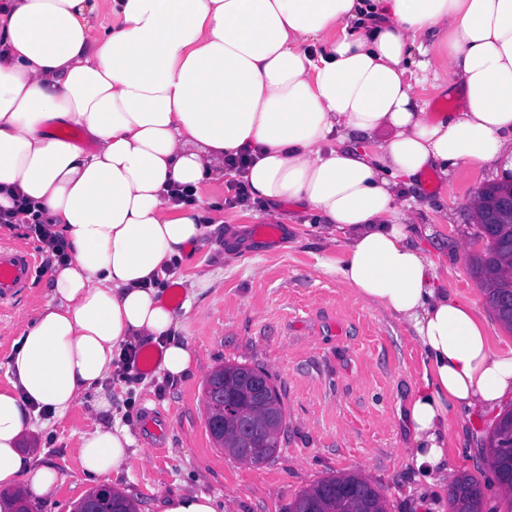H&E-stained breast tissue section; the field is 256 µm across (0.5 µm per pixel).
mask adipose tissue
<instances>
[{
    "label": "adipose tissue",
    "mask_w": 512,
    "mask_h": 512,
    "mask_svg": "<svg viewBox=\"0 0 512 512\" xmlns=\"http://www.w3.org/2000/svg\"><path fill=\"white\" fill-rule=\"evenodd\" d=\"M0 0V208L23 197L67 243L50 299L16 341L0 388V512L49 493L57 469L21 443L120 373L131 349L159 372L193 366L155 279L213 232L199 193L248 154L252 198L316 213L326 258L362 300L405 324L422 356L407 420L421 480L448 489V422L512 394V349L437 284L403 213L423 173L492 165L512 182V0ZM436 51L464 108L426 112L409 80ZM79 128L91 149L61 137ZM128 429L81 440L90 483L119 474Z\"/></svg>",
    "instance_id": "obj_1"
}]
</instances>
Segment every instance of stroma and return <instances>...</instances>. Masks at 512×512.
I'll list each match as a JSON object with an SVG mask.
<instances>
[{
	"label": "stroma",
	"instance_id": "35a3bbf8",
	"mask_svg": "<svg viewBox=\"0 0 512 512\" xmlns=\"http://www.w3.org/2000/svg\"><path fill=\"white\" fill-rule=\"evenodd\" d=\"M494 180L491 166L463 164L449 176L427 172L412 204L416 238L438 267V284L484 319L495 348L512 347L473 277V257L486 242L469 201ZM204 212L217 222L189 263L180 264L168 295L180 306L178 336L191 345L195 365L170 378L135 366L84 396L81 406L30 437L46 450L63 482L31 502V512H74L85 489L79 446L98 422L127 427L135 450L121 468L120 492L138 512H160L166 495L203 492L224 512H287L317 480L359 473L383 496L387 512H415L428 487L416 479L409 450L413 436L403 414L422 381L420 350L404 327L356 296L321 260L333 251L316 229L317 217L294 203L282 205L279 239L257 237L265 205L228 206L226 183L203 186ZM245 240L236 258L225 254L229 231ZM193 299H186V288ZM49 299L39 271L16 300L0 310V387L6 364L27 320ZM266 370L280 391L286 431L275 459L242 463L214 446L203 398L204 380L225 362ZM107 411H99V402ZM496 413L453 415L448 459L455 474L475 476L485 512H501L503 490L483 456Z\"/></svg>",
	"mask_w": 512,
	"mask_h": 512
}]
</instances>
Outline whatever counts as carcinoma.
Here are the masks:
<instances>
[{
    "label": "carcinoma",
    "instance_id": "carcinoma-1",
    "mask_svg": "<svg viewBox=\"0 0 512 512\" xmlns=\"http://www.w3.org/2000/svg\"><path fill=\"white\" fill-rule=\"evenodd\" d=\"M510 272L512 222L494 225L493 238L487 241L485 251L476 256L472 263V273L483 289L486 303L497 314L499 322L512 331V310L501 306L502 298L507 294L512 295V282L508 277ZM248 370L249 366L245 364L224 365V379L232 392L239 393L241 380ZM285 425L283 400L278 394L270 403L267 413L259 419L264 448L261 462L265 463L275 457ZM246 447L247 443L237 441L234 428H228L224 450L243 461ZM488 448L489 465L498 475L501 487L512 489V407L499 416L489 436ZM454 485L456 490L448 497L450 512H482L483 491L478 480L469 474H463L454 480ZM345 486L358 488L360 497L343 498L341 491ZM369 508L385 512L380 492L357 473L323 477L288 504V512H367Z\"/></svg>",
    "mask_w": 512,
    "mask_h": 512
}]
</instances>
